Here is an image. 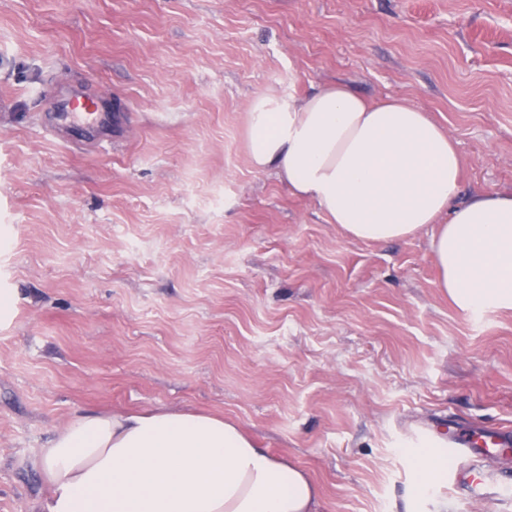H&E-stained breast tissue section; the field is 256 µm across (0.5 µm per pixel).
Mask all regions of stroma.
Masks as SVG:
<instances>
[{
  "instance_id": "1",
  "label": "stroma",
  "mask_w": 512,
  "mask_h": 512,
  "mask_svg": "<svg viewBox=\"0 0 512 512\" xmlns=\"http://www.w3.org/2000/svg\"><path fill=\"white\" fill-rule=\"evenodd\" d=\"M122 135L42 127L48 81ZM342 81L427 112L459 202L512 194V0H0V512L80 414H220L304 469L320 512H505L418 494L410 423L512 427V311L439 286L436 225L355 239L244 147L261 93Z\"/></svg>"
}]
</instances>
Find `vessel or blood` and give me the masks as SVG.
I'll use <instances>...</instances> for the list:
<instances>
[{
	"instance_id": "vessel-or-blood-1",
	"label": "vessel or blood",
	"mask_w": 512,
	"mask_h": 512,
	"mask_svg": "<svg viewBox=\"0 0 512 512\" xmlns=\"http://www.w3.org/2000/svg\"><path fill=\"white\" fill-rule=\"evenodd\" d=\"M42 100L47 130L75 129L95 141L100 140L101 129L111 125L113 112L123 109L120 100L104 91L64 93L53 89ZM418 435L433 447L447 449L455 458L457 466L448 473L449 487L466 490L474 500L492 497L503 505L512 504V475L499 468L500 462L512 456V428L455 425L444 435L429 429L419 430Z\"/></svg>"
}]
</instances>
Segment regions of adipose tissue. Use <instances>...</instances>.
<instances>
[{"instance_id": "ef3b65f1", "label": "adipose tissue", "mask_w": 512, "mask_h": 512, "mask_svg": "<svg viewBox=\"0 0 512 512\" xmlns=\"http://www.w3.org/2000/svg\"><path fill=\"white\" fill-rule=\"evenodd\" d=\"M252 168L272 170L351 237L381 242L439 224L440 286L469 313L512 310V196L459 205L461 158L403 98L370 105L345 84L249 108ZM43 512H319L310 476L256 447L235 422L158 410L81 414L43 449Z\"/></svg>"}]
</instances>
